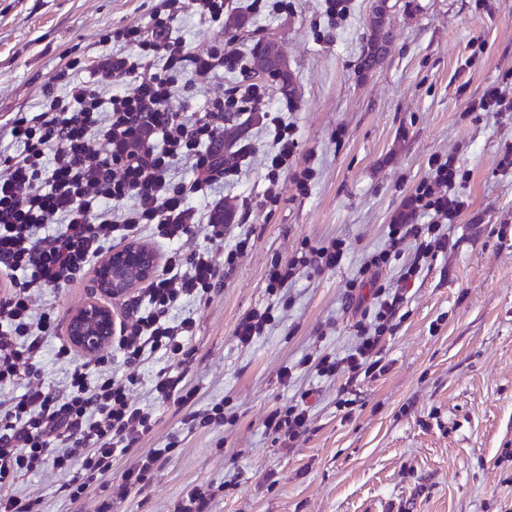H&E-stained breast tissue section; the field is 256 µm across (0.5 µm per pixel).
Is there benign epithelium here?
<instances>
[{
	"mask_svg": "<svg viewBox=\"0 0 512 512\" xmlns=\"http://www.w3.org/2000/svg\"><path fill=\"white\" fill-rule=\"evenodd\" d=\"M157 265L156 252L137 241L108 254L98 266L96 292L69 318L70 344L93 356L112 342L118 332L119 315L107 300L123 299L133 285L151 278Z\"/></svg>",
	"mask_w": 512,
	"mask_h": 512,
	"instance_id": "7a95c632",
	"label": "benign epithelium"
}]
</instances>
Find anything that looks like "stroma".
I'll return each instance as SVG.
<instances>
[{
	"label": "stroma",
	"mask_w": 512,
	"mask_h": 512,
	"mask_svg": "<svg viewBox=\"0 0 512 512\" xmlns=\"http://www.w3.org/2000/svg\"><path fill=\"white\" fill-rule=\"evenodd\" d=\"M156 2L0 0V122L63 94L61 69L90 79L94 60L124 48L103 35L146 23ZM284 2L277 13L272 0L255 11L234 0L220 27L188 12L174 23L192 51L228 41L251 70L253 45L276 40L296 86L284 114L300 143L290 170H315L307 189L291 176L267 200L260 152L272 134L265 118L239 113L232 123L256 150L250 165L212 198L189 200L205 213L224 205L235 221L220 239L198 227L180 242L183 253L221 255L238 235L250 240L223 287L171 313L196 321L182 369L197 409L223 405L224 422L191 427L173 402L155 401L152 380L170 366L162 354L137 365L113 354L116 377L134 380L132 401L154 407L156 425L139 452L167 441L177 448L142 490L123 491L132 458L120 456L75 502L71 473L45 463L12 488L39 512H179L194 489L212 494L211 512H512V174L498 168L512 115L469 109L491 86L512 95V0H388L389 45L368 72L360 65L375 0H350L338 27L322 0ZM241 16L245 27L234 28ZM434 156L467 171L460 192L468 206L408 283L380 343L385 372L320 379L305 358L353 348L376 301L362 287L361 306L351 305V287L385 248L389 224ZM334 238L346 249L340 267L304 269L280 296L268 293L271 265ZM269 305L275 320L264 335L238 344L240 320ZM67 341L62 332L43 343L35 380L46 389L65 388L71 364L57 351ZM304 392L310 425L289 447L264 420Z\"/></svg>",
	"instance_id": "1"
}]
</instances>
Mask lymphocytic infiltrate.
I'll list each match as a JSON object with an SVG mask.
<instances>
[{
	"label": "lymphocytic infiltrate",
	"mask_w": 512,
	"mask_h": 512,
	"mask_svg": "<svg viewBox=\"0 0 512 512\" xmlns=\"http://www.w3.org/2000/svg\"><path fill=\"white\" fill-rule=\"evenodd\" d=\"M231 0H159L148 24L116 32L130 53H109L96 60L87 82L67 81L64 95L45 96L40 111L17 112L8 119L10 135L21 150L0 151V512H35V501L9 494L21 477L52 461L70 470L74 455H83V471L68 483L71 498H81L98 476L112 468L116 455L132 447L154 424L151 408L132 402L126 384L115 379L107 357L77 365L60 393L30 384L42 342L55 335L59 315L44 294L82 278L115 244L141 239L145 229L179 241L193 234L202 215L189 206L191 197H210L217 185L237 177L253 154L240 145L232 162L224 160V120L238 112L269 114L274 129L263 153L269 198H277L280 180L299 149L291 126L271 113L265 89L240 80L231 94L211 97L205 108L186 119L195 81L212 72L244 70L236 49L217 44L205 53L190 50L173 33V22L191 10L201 23L220 25ZM162 67H155V58ZM104 144L95 150L94 141ZM193 171L190 182L174 178L178 164ZM430 174L412 198L415 213L428 223L402 219L390 225L385 249L364 267L375 274L381 264L399 257L406 242L414 252L399 277L414 280L445 246L443 225L454 223L468 202L456 186L453 161L434 157ZM55 233H48L49 225ZM247 247L238 238L224 255L203 249L166 252L159 270L127 306L126 321L112 348L127 364L151 354L172 361L156 374V399L176 404L184 424L220 423L221 406L195 410L197 391L178 366L196 332V322L172 321L170 312L184 300H206ZM345 256L344 244L311 248L267 274L269 292L287 288L300 269L331 270ZM399 295L382 299L374 320L358 328L354 347L344 356H317V376L335 380L383 372L379 343L384 324L395 314ZM309 413L300 400L272 411L265 428L288 441L305 435Z\"/></svg>",
	"instance_id": "obj_1"
}]
</instances>
